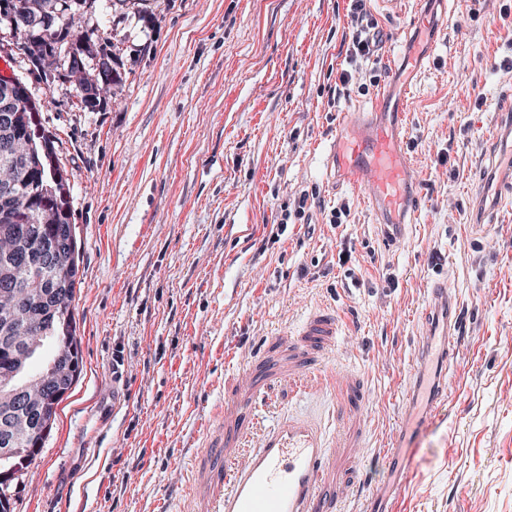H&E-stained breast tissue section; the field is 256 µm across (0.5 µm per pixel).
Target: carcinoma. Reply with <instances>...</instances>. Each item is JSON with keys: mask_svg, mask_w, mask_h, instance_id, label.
I'll list each match as a JSON object with an SVG mask.
<instances>
[{"mask_svg": "<svg viewBox=\"0 0 512 512\" xmlns=\"http://www.w3.org/2000/svg\"><path fill=\"white\" fill-rule=\"evenodd\" d=\"M87 0H0V14L6 18L21 14L34 20L43 14L61 15L60 27L50 34L37 27L19 25L17 33L26 35L25 47L34 62L54 56V46L66 39L69 28L65 21L73 7ZM80 89L101 85V76L87 70L73 69ZM36 104L29 98L15 96L8 121H0V169L13 166L27 174L16 187V199L28 202L22 208L13 205L4 210L0 199V225L21 224L27 228L13 252L0 251V288L4 282L12 286V296L20 304L45 302L53 312L40 321L39 335L56 343L57 349L50 365L29 379L40 381L41 388L32 395L24 409L10 407L0 396V486L15 474L31 466L42 448L44 434L33 431L32 411L44 412L45 419L56 417L55 408L82 372V356L76 336L71 303L74 297L78 263L74 262V225L66 180L54 169L53 147L47 139L36 142L33 114ZM16 138L30 142L29 149L20 155L11 152ZM35 352L16 344L0 322V377L7 365L15 362L27 368Z\"/></svg>", "mask_w": 512, "mask_h": 512, "instance_id": "carcinoma-1", "label": "carcinoma"}]
</instances>
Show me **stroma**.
<instances>
[{
	"mask_svg": "<svg viewBox=\"0 0 512 512\" xmlns=\"http://www.w3.org/2000/svg\"><path fill=\"white\" fill-rule=\"evenodd\" d=\"M376 83L337 97L350 0H88L120 76L96 107L65 66L35 67L0 21V69L21 79L69 185L80 252L73 301L83 370L13 512H174L172 493L264 337L316 304L344 324L332 356L369 387L370 446L340 469L346 512H512V201L474 225L512 155V0H366ZM445 17L406 60L415 8ZM415 218L389 240L327 155L342 113L402 95ZM305 218H288L297 192ZM349 205L346 224L326 214ZM352 248L361 266L338 261ZM457 299L446 403L412 400L433 282ZM394 448L397 468L385 467Z\"/></svg>",
	"mask_w": 512,
	"mask_h": 512,
	"instance_id": "1",
	"label": "stroma"
}]
</instances>
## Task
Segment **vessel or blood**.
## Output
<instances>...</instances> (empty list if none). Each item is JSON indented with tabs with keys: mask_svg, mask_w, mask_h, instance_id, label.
I'll use <instances>...</instances> for the list:
<instances>
[{
	"mask_svg": "<svg viewBox=\"0 0 512 512\" xmlns=\"http://www.w3.org/2000/svg\"><path fill=\"white\" fill-rule=\"evenodd\" d=\"M405 98H378L372 111L343 113L330 152L381 224L403 227L415 183L413 162L397 126L383 112L404 114ZM343 325L336 311L311 308L295 326L269 338L279 356L250 355L224 382L226 397L209 418L202 443L177 486V512H344L355 484L338 481L336 461L366 445L367 392L328 357ZM329 393L339 428L326 438L315 420L285 416L284 399Z\"/></svg>",
	"mask_w": 512,
	"mask_h": 512,
	"instance_id": "vessel-or-blood-1",
	"label": "vessel or blood"
}]
</instances>
